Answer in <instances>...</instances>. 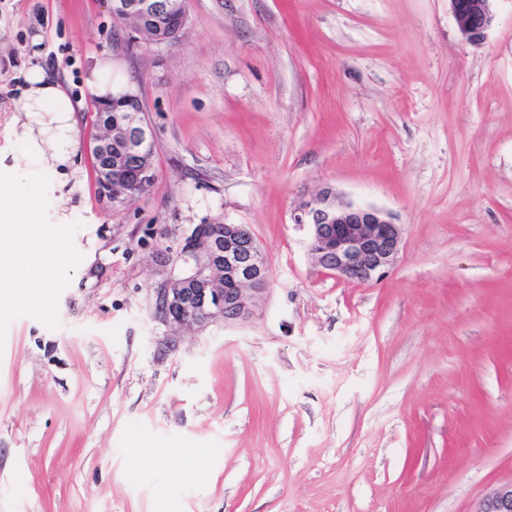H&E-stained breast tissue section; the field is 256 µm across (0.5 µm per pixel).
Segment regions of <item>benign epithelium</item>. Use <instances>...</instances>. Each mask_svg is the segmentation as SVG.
<instances>
[{"mask_svg":"<svg viewBox=\"0 0 512 512\" xmlns=\"http://www.w3.org/2000/svg\"><path fill=\"white\" fill-rule=\"evenodd\" d=\"M112 16L130 21L151 41L164 43L179 35L188 22V0H109ZM461 37L481 42L494 26V0H449ZM100 122L99 181L104 192L122 202L129 197V181L112 175L113 168L134 167L136 185L151 180L148 165L153 135L137 111L128 108L121 118V145L112 156V107ZM296 223L309 227V252L315 264L337 278L369 284L382 278L396 261L401 245L399 225L381 209L350 202H336L323 191L300 208ZM179 255L187 264L172 263L158 289V318L174 335L183 329H204L217 320L226 326L249 323L256 315L257 300L271 282L264 251L247 224H197L184 238ZM472 512H512V482L491 489Z\"/></svg>","mask_w":512,"mask_h":512,"instance_id":"obj_1","label":"benign epithelium"}]
</instances>
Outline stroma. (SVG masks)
<instances>
[{
    "mask_svg": "<svg viewBox=\"0 0 512 512\" xmlns=\"http://www.w3.org/2000/svg\"><path fill=\"white\" fill-rule=\"evenodd\" d=\"M494 9L469 43L448 0H189L159 45L107 0H0V170L33 66L81 131L77 179L24 206L67 214L70 254L0 302V512H472L512 481V0ZM103 53L155 139L120 203L93 166ZM325 189L399 224L381 281L316 266L295 216ZM197 224L250 225L270 289L251 323L173 339L156 291Z\"/></svg>",
    "mask_w": 512,
    "mask_h": 512,
    "instance_id": "35a3bbf8",
    "label": "stroma"
}]
</instances>
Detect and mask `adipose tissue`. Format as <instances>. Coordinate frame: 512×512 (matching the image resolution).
<instances>
[{
	"label": "adipose tissue",
	"instance_id": "ef3b65f1",
	"mask_svg": "<svg viewBox=\"0 0 512 512\" xmlns=\"http://www.w3.org/2000/svg\"><path fill=\"white\" fill-rule=\"evenodd\" d=\"M93 97L109 102L132 96L130 86L112 78V59L96 58L86 80ZM11 132L22 147L8 183H0V288L23 284L41 287L43 260L39 253L21 249L30 228L20 215V199L42 196L43 174L64 173L71 165L80 137L75 109L61 85L39 67L32 68L14 103Z\"/></svg>",
	"mask_w": 512,
	"mask_h": 512
}]
</instances>
